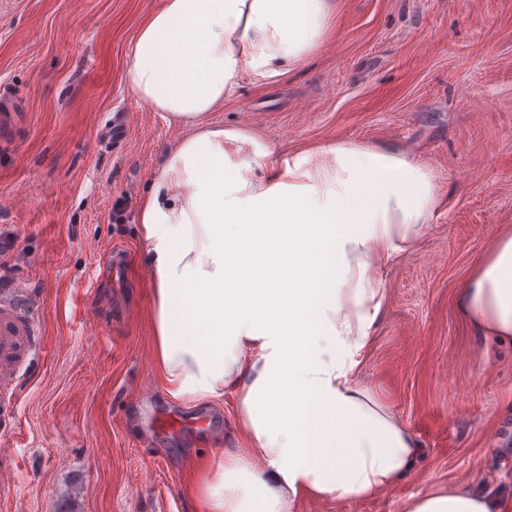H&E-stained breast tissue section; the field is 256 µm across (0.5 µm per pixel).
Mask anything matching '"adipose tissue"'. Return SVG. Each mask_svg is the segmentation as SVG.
Segmentation results:
<instances>
[{
    "label": "adipose tissue",
    "instance_id": "obj_1",
    "mask_svg": "<svg viewBox=\"0 0 512 512\" xmlns=\"http://www.w3.org/2000/svg\"><path fill=\"white\" fill-rule=\"evenodd\" d=\"M340 0H160L132 41L133 97L187 127L143 196L152 252L156 363L203 397L236 392L238 448L202 458L194 512H292L311 497L352 501L396 483L421 453L356 380L386 301L384 270L441 203L431 171L399 143L337 142L275 157L209 115L243 85L278 83L313 56ZM288 227L287 287L242 288L246 227ZM487 345L512 341V228L486 248L458 301ZM461 485L406 512H502Z\"/></svg>",
    "mask_w": 512,
    "mask_h": 512
}]
</instances>
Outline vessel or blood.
Returning <instances> with one entry per match:
<instances>
[{"mask_svg": "<svg viewBox=\"0 0 512 512\" xmlns=\"http://www.w3.org/2000/svg\"><path fill=\"white\" fill-rule=\"evenodd\" d=\"M42 312L34 302L28 284L0 270V419L12 422L17 417V387L39 354L34 341L41 332ZM208 416L184 419L164 416L143 439L153 446L156 435H181L208 426Z\"/></svg>", "mask_w": 512, "mask_h": 512, "instance_id": "vessel-or-blood-1", "label": "vessel or blood"}]
</instances>
